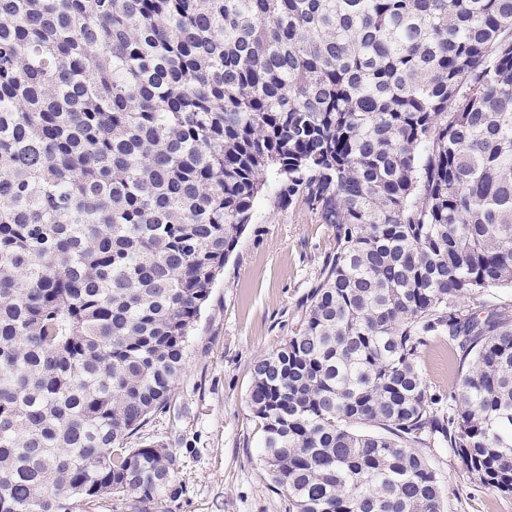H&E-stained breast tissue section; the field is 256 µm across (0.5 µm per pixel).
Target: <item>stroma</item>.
Masks as SVG:
<instances>
[{"label": "stroma", "mask_w": 512, "mask_h": 512, "mask_svg": "<svg viewBox=\"0 0 512 512\" xmlns=\"http://www.w3.org/2000/svg\"><path fill=\"white\" fill-rule=\"evenodd\" d=\"M277 190L268 181L201 308L169 408L135 437L178 451L179 493L168 512H284L259 461L258 426L246 403L251 369L296 330L336 230L306 196L276 206ZM420 368L430 390L451 388L446 342H429ZM425 454L443 480L444 512H512L511 497L474 482L445 449Z\"/></svg>", "instance_id": "1"}]
</instances>
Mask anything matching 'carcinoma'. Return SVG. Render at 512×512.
I'll use <instances>...</instances> for the list:
<instances>
[{"label":"carcinoma","mask_w":512,"mask_h":512,"mask_svg":"<svg viewBox=\"0 0 512 512\" xmlns=\"http://www.w3.org/2000/svg\"><path fill=\"white\" fill-rule=\"evenodd\" d=\"M270 172L336 227L247 394L288 512H444L435 445L512 496V0H0V512H164ZM420 368L431 391L448 394L453 378L448 369V343L434 340L423 348Z\"/></svg>","instance_id":"1"}]
</instances>
